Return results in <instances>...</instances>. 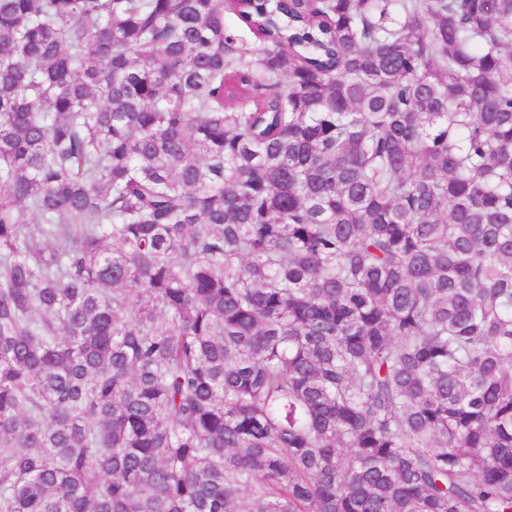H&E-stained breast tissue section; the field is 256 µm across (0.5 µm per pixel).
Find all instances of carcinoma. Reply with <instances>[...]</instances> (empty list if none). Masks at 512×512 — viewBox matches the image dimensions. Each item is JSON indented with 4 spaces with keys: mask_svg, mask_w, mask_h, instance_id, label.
<instances>
[{
    "mask_svg": "<svg viewBox=\"0 0 512 512\" xmlns=\"http://www.w3.org/2000/svg\"><path fill=\"white\" fill-rule=\"evenodd\" d=\"M0 512H512V0H0Z\"/></svg>",
    "mask_w": 512,
    "mask_h": 512,
    "instance_id": "carcinoma-1",
    "label": "carcinoma"
}]
</instances>
